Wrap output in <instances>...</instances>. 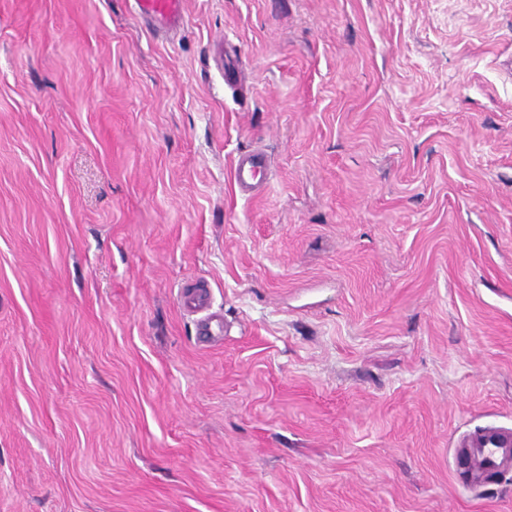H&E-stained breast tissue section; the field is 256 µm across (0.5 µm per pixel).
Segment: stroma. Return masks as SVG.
Listing matches in <instances>:
<instances>
[{
	"mask_svg": "<svg viewBox=\"0 0 512 512\" xmlns=\"http://www.w3.org/2000/svg\"><path fill=\"white\" fill-rule=\"evenodd\" d=\"M184 9L0 0V512H512V0ZM134 4L142 18L173 24L184 19V0H134ZM264 161L256 154H247L238 158L234 167V181L242 191L251 190L263 174ZM465 448L470 477L484 476L506 463L512 464V434L509 431L490 429L472 438Z\"/></svg>",
	"mask_w": 512,
	"mask_h": 512,
	"instance_id": "stroma-1",
	"label": "stroma"
}]
</instances>
